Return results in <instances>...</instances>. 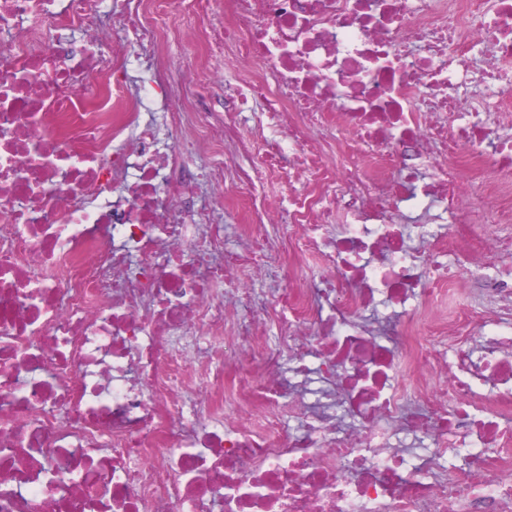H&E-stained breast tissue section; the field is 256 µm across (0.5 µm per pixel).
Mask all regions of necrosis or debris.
Listing matches in <instances>:
<instances>
[{"mask_svg": "<svg viewBox=\"0 0 512 512\" xmlns=\"http://www.w3.org/2000/svg\"><path fill=\"white\" fill-rule=\"evenodd\" d=\"M0 30V512H512V0H0ZM228 49L231 109L181 111Z\"/></svg>", "mask_w": 512, "mask_h": 512, "instance_id": "1", "label": "necrosis or debris"}]
</instances>
